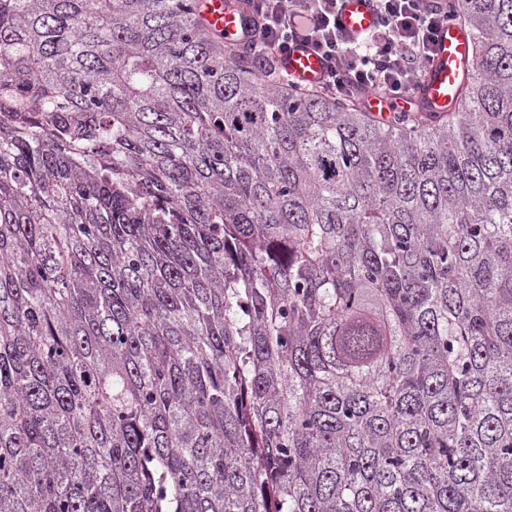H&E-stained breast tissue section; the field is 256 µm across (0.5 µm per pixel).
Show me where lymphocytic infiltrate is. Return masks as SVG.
<instances>
[{
	"label": "lymphocytic infiltrate",
	"instance_id": "obj_1",
	"mask_svg": "<svg viewBox=\"0 0 512 512\" xmlns=\"http://www.w3.org/2000/svg\"><path fill=\"white\" fill-rule=\"evenodd\" d=\"M257 24V67H280L291 48L311 47L324 63L317 90L391 108L410 102L433 58L443 24L456 21L458 0H372L375 23L354 36L340 21L342 0H249Z\"/></svg>",
	"mask_w": 512,
	"mask_h": 512
}]
</instances>
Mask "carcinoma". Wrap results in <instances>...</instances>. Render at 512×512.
<instances>
[{
    "label": "carcinoma",
    "mask_w": 512,
    "mask_h": 512,
    "mask_svg": "<svg viewBox=\"0 0 512 512\" xmlns=\"http://www.w3.org/2000/svg\"><path fill=\"white\" fill-rule=\"evenodd\" d=\"M459 23L379 118L193 0H0V512H512V0Z\"/></svg>",
    "instance_id": "1"
}]
</instances>
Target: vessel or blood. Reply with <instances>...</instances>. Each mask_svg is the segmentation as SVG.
I'll list each match as a JSON object with an SVG mask.
<instances>
[{"label":"vessel or blood","mask_w":512,"mask_h":512,"mask_svg":"<svg viewBox=\"0 0 512 512\" xmlns=\"http://www.w3.org/2000/svg\"><path fill=\"white\" fill-rule=\"evenodd\" d=\"M197 6L207 24L223 32L226 41L241 45L248 42L253 16L246 0H197ZM341 22L355 35L370 31L374 23L372 0H343ZM472 64L469 31L458 24L443 25L434 59L419 90L421 111L444 112L458 106V82ZM283 68L294 80L313 84L322 71V61L316 53L295 51L285 59Z\"/></svg>","instance_id":"1"}]
</instances>
